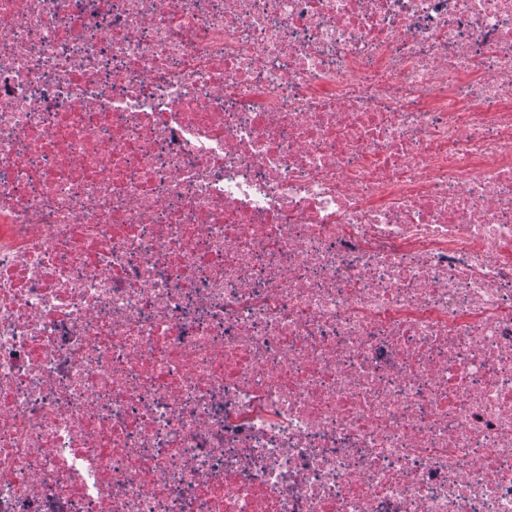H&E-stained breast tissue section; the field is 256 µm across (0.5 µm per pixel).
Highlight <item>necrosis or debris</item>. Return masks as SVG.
I'll return each instance as SVG.
<instances>
[{
  "instance_id": "4bbe7bcc",
  "label": "necrosis or debris",
  "mask_w": 512,
  "mask_h": 512,
  "mask_svg": "<svg viewBox=\"0 0 512 512\" xmlns=\"http://www.w3.org/2000/svg\"><path fill=\"white\" fill-rule=\"evenodd\" d=\"M0 512H512V0H0Z\"/></svg>"
}]
</instances>
